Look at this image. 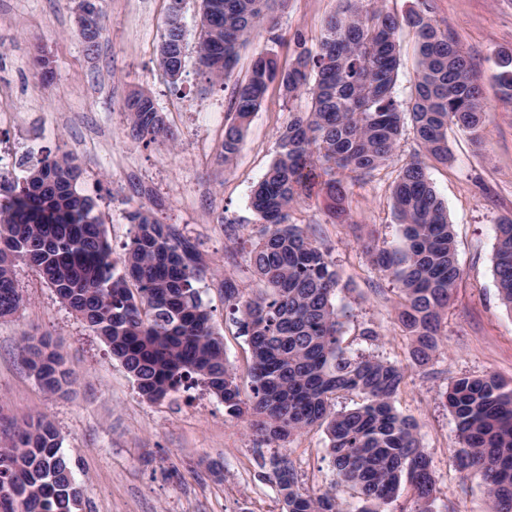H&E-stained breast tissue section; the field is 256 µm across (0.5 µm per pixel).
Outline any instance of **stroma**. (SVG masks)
<instances>
[{
	"mask_svg": "<svg viewBox=\"0 0 512 512\" xmlns=\"http://www.w3.org/2000/svg\"><path fill=\"white\" fill-rule=\"evenodd\" d=\"M431 16L469 52L481 78L488 117L479 140L449 128L450 162L427 159L426 173L448 210L462 270L442 313V346L426 363L412 356L402 328L396 283L379 271L366 245H401L392 187L415 148L405 131L393 160L374 178L350 186V221L332 222L323 192L295 206L293 223L323 243L340 277L335 303L343 323L342 346L351 354L384 359L406 372L396 410L418 426L437 481L435 512H489L480 479L464 477L450 456L458 446L456 423L443 394L461 376L494 374L512 385V311L502 305L494 277L496 226L512 217V105L493 79L499 48H512V0H428ZM76 0H0V172L23 176V155L72 153L85 171L84 194L95 198L115 254H122L138 206L162 224L196 241L208 267L233 278L249 294L261 284L248 262L257 231L251 189L278 151L290 112L306 98H285L270 86L231 163L222 159L228 100L250 70L256 48L292 64L294 32L315 47L340 0H287L276 6L280 40L257 36L240 47L230 80L209 84L197 63L200 0H183L187 34L178 81L161 69L159 47L171 0H101L105 25L99 46L87 51L77 35ZM50 58L53 77L36 75V53ZM149 92L177 136L176 146L144 144L128 135L123 102ZM235 222V237L224 220ZM23 303L0 318V446L14 429L46 417L55 427L73 476L84 489L73 512H284L276 480L261 462L287 454L300 488H331L335 470L328 439L315 426L279 446L264 444L248 425L227 415L201 386L161 402L143 398L108 346L57 299L34 270L16 271ZM210 308L224 355L242 390H249L248 338L224 305L218 281L195 283ZM373 337H365L364 329ZM47 336L80 377L66 394L45 391L24 364L25 336Z\"/></svg>",
	"mask_w": 512,
	"mask_h": 512,
	"instance_id": "obj_1",
	"label": "stroma"
}]
</instances>
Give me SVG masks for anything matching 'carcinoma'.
<instances>
[{
  "label": "carcinoma",
  "mask_w": 512,
  "mask_h": 512,
  "mask_svg": "<svg viewBox=\"0 0 512 512\" xmlns=\"http://www.w3.org/2000/svg\"><path fill=\"white\" fill-rule=\"evenodd\" d=\"M173 0L161 47L186 48ZM268 0H201L199 69L222 82L237 64L238 49L254 31L278 25ZM415 31L418 66L406 108L393 95L400 31ZM293 65L283 70L267 50L258 52L247 79L234 87L232 121L224 132V163L241 149L244 131L270 84L284 95L309 96L305 109L288 113L275 160L251 190L261 227L248 253L264 291L247 296L224 278V302L239 314L249 336L251 394L244 395L224 357L211 311L191 280L206 263L195 242L172 224H160L144 206L127 213L135 234L116 257L94 199L80 192L84 170L70 154L46 155L21 179L0 173V317L22 303L15 270L33 268L58 299L109 347L142 397L159 402L182 388L203 384L224 402L229 416L245 418L274 443L325 426L336 484L351 487L359 512H385L401 483L414 492V512H434L436 479L420 446L416 424L393 401L405 380L395 363L347 354L334 297L338 276L329 251L311 239L291 212L318 185L332 199V217L343 219L348 185L367 181L389 163L410 119L418 150L392 189L403 244L377 248L372 263L399 284L401 322L413 357L439 346L441 313L461 276L447 208L437 197L422 160L446 162L448 128L479 140L485 104L480 77L463 47L442 31L426 6L403 16L384 0H342L317 46L296 38ZM494 79L501 100L512 104V48L497 52ZM152 96L135 91L125 102L128 134L136 142L176 141ZM502 302L512 308V218L497 224L494 266ZM22 352L40 385L64 393L76 380L45 336L23 337ZM357 392L363 403L331 411L333 396ZM456 420L459 448L451 457L464 476L479 478L491 512H512V388L493 374L463 376L444 393ZM286 512H344L330 491H302L289 458L273 454ZM82 488L51 422L39 418L0 448V498L15 512H72Z\"/></svg>",
  "instance_id": "obj_1"
}]
</instances>
